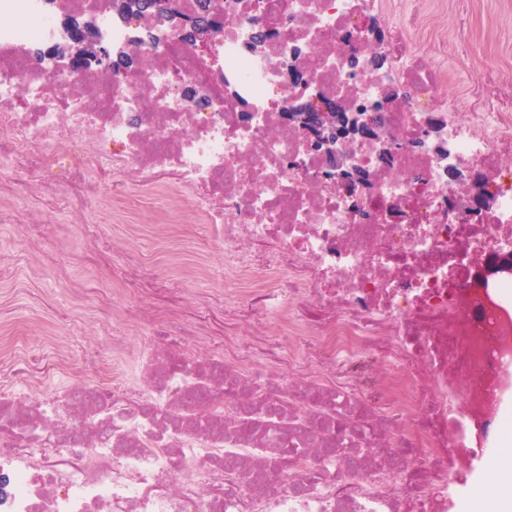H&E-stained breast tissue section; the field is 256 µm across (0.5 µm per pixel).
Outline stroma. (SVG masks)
I'll use <instances>...</instances> for the list:
<instances>
[{"label":"stroma","mask_w":512,"mask_h":512,"mask_svg":"<svg viewBox=\"0 0 512 512\" xmlns=\"http://www.w3.org/2000/svg\"><path fill=\"white\" fill-rule=\"evenodd\" d=\"M428 15L435 35L416 39L411 50L431 67L452 68L448 91L483 82L489 56L512 61V0H466L463 8H434ZM462 27L473 31L465 54L455 43ZM18 205L27 210L28 224L0 223V343L8 350L0 357V387H14L11 359L31 350L68 355L71 368L53 377L56 388L115 372L134 379V357L112 360L117 336L135 348L150 332L185 336L200 325L214 344L229 338L249 345L259 328L267 340L288 345L289 336L261 303L225 294L224 245L205 224L184 232L180 219L187 205L178 195H129V223L103 220L97 206H89L87 215L101 233L97 242L65 213L33 209L27 198ZM131 255L145 260L141 291L117 316L98 295L119 287L117 275ZM76 285L87 290L79 301L72 293ZM177 286L185 299L177 324L142 319V311L165 309Z\"/></svg>","instance_id":"stroma-1"}]
</instances>
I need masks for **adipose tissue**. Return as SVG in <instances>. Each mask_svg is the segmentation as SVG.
Instances as JSON below:
<instances>
[{
  "mask_svg": "<svg viewBox=\"0 0 512 512\" xmlns=\"http://www.w3.org/2000/svg\"><path fill=\"white\" fill-rule=\"evenodd\" d=\"M464 512H512V428L498 448L487 452L480 471L471 478Z\"/></svg>",
  "mask_w": 512,
  "mask_h": 512,
  "instance_id": "ef3b65f1",
  "label": "adipose tissue"
}]
</instances>
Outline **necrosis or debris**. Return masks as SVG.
I'll return each instance as SVG.
<instances>
[{
  "label": "necrosis or debris",
  "mask_w": 512,
  "mask_h": 512,
  "mask_svg": "<svg viewBox=\"0 0 512 512\" xmlns=\"http://www.w3.org/2000/svg\"><path fill=\"white\" fill-rule=\"evenodd\" d=\"M222 4L208 18L224 35L201 58L112 0H0V223H20L25 193L75 223L93 198L106 211L130 192L175 193L183 223L223 241L226 279L311 354L283 352L284 376L232 342L215 355L166 336L139 350L142 383L80 380L61 399L44 384L53 364L32 360L17 370L27 404L0 391V512H448L506 425L488 401L512 365V322L474 285L512 253V66L449 96L411 32L387 29L376 63L365 26L380 0H242L230 20ZM88 13L113 51L145 57L133 76L46 59L59 17ZM262 34L263 58L245 49ZM283 60L303 83H286ZM188 86L208 89L203 111L184 110ZM386 93L399 150L384 162L369 142L343 147L372 171L369 190L288 121L296 100L356 111ZM455 165L494 184L491 199L466 198ZM301 298L324 317L299 319ZM379 359L392 372L378 388Z\"/></svg>",
  "instance_id": "4bbe7bcc"
}]
</instances>
